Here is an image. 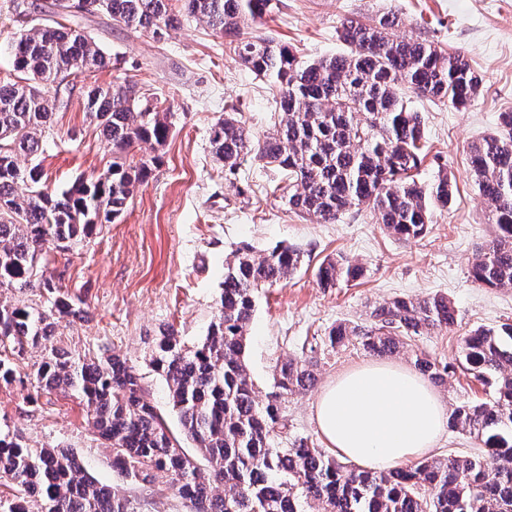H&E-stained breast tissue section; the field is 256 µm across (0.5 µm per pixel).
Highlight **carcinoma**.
<instances>
[{
	"instance_id": "obj_1",
	"label": "carcinoma",
	"mask_w": 512,
	"mask_h": 512,
	"mask_svg": "<svg viewBox=\"0 0 512 512\" xmlns=\"http://www.w3.org/2000/svg\"><path fill=\"white\" fill-rule=\"evenodd\" d=\"M86 13H103L138 33L157 32L192 18L231 37L237 60L279 92L280 120L257 133L227 113L213 124L210 144L230 173L253 155L277 170L280 198L301 215L333 224L345 212L365 209L377 223L405 240L424 236L431 208L446 207L453 193L448 176L428 185L415 179L427 156L424 127L410 97L464 107L483 79L460 51L447 52L419 38H397L396 14L365 22L344 19L338 39L345 50L305 59L259 31L275 0H53L37 4L42 16L13 39L16 79L0 82V288H31L52 295L40 311L21 299L0 301V380L16 379L29 344H44L33 369L36 390H61L86 402L95 437L112 448V465L150 496L172 490L190 512H512V324L478 328L460 346L463 371L493 388L490 399L457 407L450 426L473 435L484 453L426 458L387 472L343 462L308 438L273 446L287 428L282 401L317 381L316 364L289 358L276 364L272 391L259 398L245 364L255 293L287 280L303 262L297 247L259 254L236 249L224 266L217 312L203 339L187 346L171 329L155 338L149 360L164 377L172 410L198 453H187L147 399L144 377L118 355L87 358L54 345L58 323L83 315L81 303L61 295L43 277L39 256L66 250L118 223L137 186L159 157L129 162L141 144L165 145L171 124L126 81L91 87L84 108L96 121L112 164L94 181L75 180L55 192L34 162L45 130L69 78L112 64L86 32L70 25L76 2ZM30 161L19 164V157ZM469 162L495 236L475 255L471 276L485 288H512V112L498 129L471 144ZM25 191H18L19 186ZM362 266L343 257L317 268L321 286L355 281ZM456 320L448 296L394 297L369 314V323L339 322L327 334L331 347L360 340L370 354L398 352L401 339L430 335ZM415 366L439 383L446 369L426 357ZM0 485L29 492L43 477L40 512H138L137 503L88 474L72 453L30 448L0 434Z\"/></svg>"
}]
</instances>
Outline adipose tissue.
Returning <instances> with one entry per match:
<instances>
[{
  "label": "adipose tissue",
  "mask_w": 512,
  "mask_h": 512,
  "mask_svg": "<svg viewBox=\"0 0 512 512\" xmlns=\"http://www.w3.org/2000/svg\"><path fill=\"white\" fill-rule=\"evenodd\" d=\"M314 410L328 448L371 471L429 455L448 424L446 406L425 377L389 361L338 375Z\"/></svg>",
  "instance_id": "obj_1"
}]
</instances>
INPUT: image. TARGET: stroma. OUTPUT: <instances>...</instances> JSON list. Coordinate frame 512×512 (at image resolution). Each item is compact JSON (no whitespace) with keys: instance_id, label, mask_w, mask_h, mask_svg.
Masks as SVG:
<instances>
[{"instance_id":"obj_1","label":"stroma","mask_w":512,"mask_h":512,"mask_svg":"<svg viewBox=\"0 0 512 512\" xmlns=\"http://www.w3.org/2000/svg\"><path fill=\"white\" fill-rule=\"evenodd\" d=\"M392 12L395 33L421 37L448 51H461L483 77L481 94L467 108L414 100L430 152L418 179L427 184L448 175L454 194L434 209L426 234L404 240L388 233L367 212H346L334 224L301 216L274 192L279 175L253 157L228 174L213 156L210 132L228 110L266 133L278 121L277 90L242 66L229 40L195 20L157 41L130 33L103 14L78 24L112 56L108 68L74 80L76 93L56 109L36 157L51 186L95 179L112 162L100 130L84 109L81 88L128 80L139 95L156 101L172 124L159 148L143 145L134 157L159 155L146 183L136 191L119 223L89 242L40 259L46 278L82 302L84 320L61 322L54 342L90 357L118 354L146 371L150 400L172 430L164 378L147 368L161 327L170 325L195 342L216 313L231 253L250 245L264 253L300 247L301 267L287 282L259 289L249 330L246 365L261 392L272 386V370L289 358L317 360V387L286 397L288 434L322 444L313 417L319 387L340 372L368 362L358 342L331 348L325 341L336 323H364L370 309L396 296L447 295L457 310L450 329L408 339L393 361L413 366L422 356L448 366L437 393L449 408L488 399L489 389L456 367L460 340L483 326L512 323V289L484 288L471 277L476 249L492 239L482 197L469 165L472 141L494 131L497 117L512 112V0H280L263 26L306 58L341 49L336 30L345 17L368 21ZM365 266L364 277L323 288L316 269L335 256ZM86 405L61 392L35 393L31 383L0 381V432L32 448H69L98 481L129 499L143 492L112 468V451L94 440Z\"/></svg>"}]
</instances>
